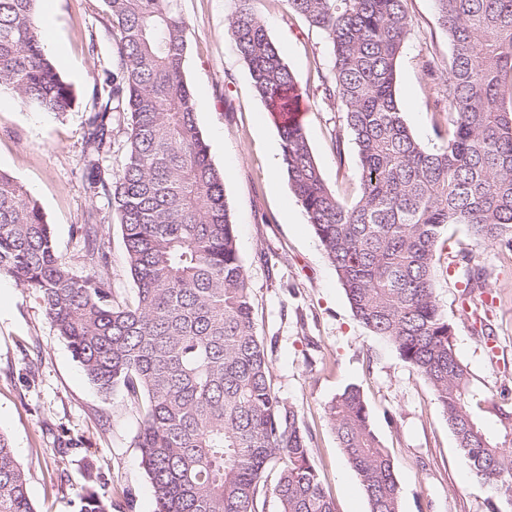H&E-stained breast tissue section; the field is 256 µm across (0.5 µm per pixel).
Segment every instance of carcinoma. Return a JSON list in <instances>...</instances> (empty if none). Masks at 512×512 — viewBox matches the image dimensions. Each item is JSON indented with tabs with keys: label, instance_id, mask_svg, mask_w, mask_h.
<instances>
[{
	"label": "carcinoma",
	"instance_id": "1",
	"mask_svg": "<svg viewBox=\"0 0 512 512\" xmlns=\"http://www.w3.org/2000/svg\"><path fill=\"white\" fill-rule=\"evenodd\" d=\"M38 0H0V90L40 112L70 111L77 97L46 54ZM229 28L271 112L303 98L262 21L236 0ZM406 0H287L320 30L332 55L324 99L339 102L356 148V201L325 184L301 124L279 127L281 164L355 318L389 341L431 387L461 455L499 501L512 504V393L473 386L454 328L434 295L443 235L467 227L458 251L464 287H482L476 250L512 249V0H434L451 56L432 111L441 144L424 149L396 96V63L412 30ZM119 32L104 72L85 163L90 189L111 197L136 288L114 294L97 216L76 228L94 268L76 276L56 255L33 196L0 172V276L38 293L48 318L97 391L121 388L143 413L135 437L155 512H335L311 462L298 412L274 391L252 317L247 275L224 194V177L198 130L184 79L187 22L177 0H105ZM126 121V163L105 176L99 156L112 122ZM369 512H401L394 462L360 390L326 406ZM276 469L274 483L266 472ZM29 474L0 433V512H34ZM78 512H112L88 485Z\"/></svg>",
	"mask_w": 512,
	"mask_h": 512
}]
</instances>
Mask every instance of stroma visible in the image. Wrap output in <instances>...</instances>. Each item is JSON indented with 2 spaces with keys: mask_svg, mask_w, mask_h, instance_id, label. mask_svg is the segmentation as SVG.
I'll list each match as a JSON object with an SVG mask.
<instances>
[{
  "mask_svg": "<svg viewBox=\"0 0 512 512\" xmlns=\"http://www.w3.org/2000/svg\"><path fill=\"white\" fill-rule=\"evenodd\" d=\"M304 96L302 125L327 187L354 200L357 155L343 131L341 109L324 101L332 63L321 32L291 12L286 0H251ZM187 24L185 79L196 121L236 226L253 318L263 337L275 392L293 405L311 439V460L336 512H369L358 477L343 455L325 407L347 386H358L375 432L395 463L402 512H492L488 494L459 453L427 382L395 347L357 322L334 266L308 224L285 221L296 197L279 160L275 122L227 32L236 0H178ZM413 28L397 62L396 94L404 119L425 147L438 143L434 55L447 68L448 40L437 28L433 0H407ZM43 34L56 37L48 53L78 95L55 115L0 94V171L27 188L52 228L57 255L79 276L92 274L76 233L97 214L108 253L112 289L133 299L120 226L106 196L88 185L85 118L95 79L115 62L117 35L103 0H40ZM482 288L463 292L456 275H437L436 300L454 326L455 348L473 383L486 391L512 388V253L486 247ZM495 348H488V340ZM142 413L123 391L101 396L46 317L35 292L0 277V432L29 472L36 512H76V495L92 484L112 498V512H154L149 478L135 446Z\"/></svg>",
  "mask_w": 512,
  "mask_h": 512,
  "instance_id": "1",
  "label": "stroma"
}]
</instances>
